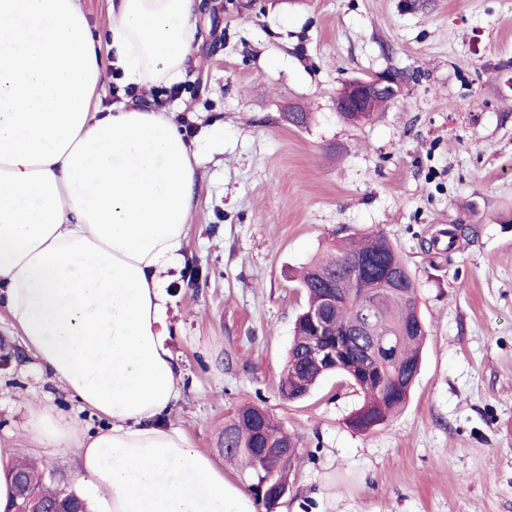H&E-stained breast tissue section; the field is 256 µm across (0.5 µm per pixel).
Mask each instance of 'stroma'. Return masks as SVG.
Here are the masks:
<instances>
[{"label": "stroma", "mask_w": 512, "mask_h": 512, "mask_svg": "<svg viewBox=\"0 0 512 512\" xmlns=\"http://www.w3.org/2000/svg\"><path fill=\"white\" fill-rule=\"evenodd\" d=\"M384 70L408 74L398 97L344 120L338 91ZM179 88L199 164L168 287L184 386L166 424L223 462L225 419L262 404L302 441L276 512H512V0H212ZM460 224L474 235L449 246ZM356 231L396 245L428 327L409 402L367 433L336 377L299 402L278 391L303 303L292 272ZM32 400L101 424L0 309V447L89 495L73 445L34 437Z\"/></svg>", "instance_id": "35a3bbf8"}]
</instances>
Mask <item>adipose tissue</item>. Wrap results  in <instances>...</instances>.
<instances>
[{
  "instance_id": "ef3b65f1",
  "label": "adipose tissue",
  "mask_w": 512,
  "mask_h": 512,
  "mask_svg": "<svg viewBox=\"0 0 512 512\" xmlns=\"http://www.w3.org/2000/svg\"><path fill=\"white\" fill-rule=\"evenodd\" d=\"M202 10L120 0L98 41L81 0H0V307L103 420L88 433L31 406L43 441H72L102 512H256L245 485L161 422L183 387L166 287L184 262L198 154L172 113L96 104L112 66L127 86L179 83Z\"/></svg>"
}]
</instances>
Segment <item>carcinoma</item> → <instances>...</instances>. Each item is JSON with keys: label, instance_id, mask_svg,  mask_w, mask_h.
<instances>
[{"label": "carcinoma", "instance_id": "1", "mask_svg": "<svg viewBox=\"0 0 512 512\" xmlns=\"http://www.w3.org/2000/svg\"><path fill=\"white\" fill-rule=\"evenodd\" d=\"M369 258L379 265L398 267V286L384 292L382 307L374 334L392 341L388 354L375 360L367 354L370 338L346 336L347 360L342 366L318 367L309 360L314 345L333 344L335 339L325 334L307 317L309 309L322 303L324 287L329 283L339 288L349 286L346 264L354 259ZM300 288L306 304L296 318L293 339L282 366L279 392L282 397L307 398L315 386L330 374L349 381L359 390L361 405L348 418L349 426L362 433L382 425L398 415L406 406L421 369L422 347L427 330L421 316L416 284L412 272L395 245L381 232L354 233L329 245L298 272ZM358 297L352 296L336 306V332L351 329V316ZM261 405L246 402L224 420V457L237 463L246 484L251 486L256 504H262L253 485L263 478L246 468V463L258 448L255 416ZM266 435L291 450L288 462L297 460L298 439L288 434L271 415H264ZM16 512H39L58 505H73L80 496L54 485L38 466L26 459H17L13 466Z\"/></svg>", "mask_w": 512, "mask_h": 512}]
</instances>
